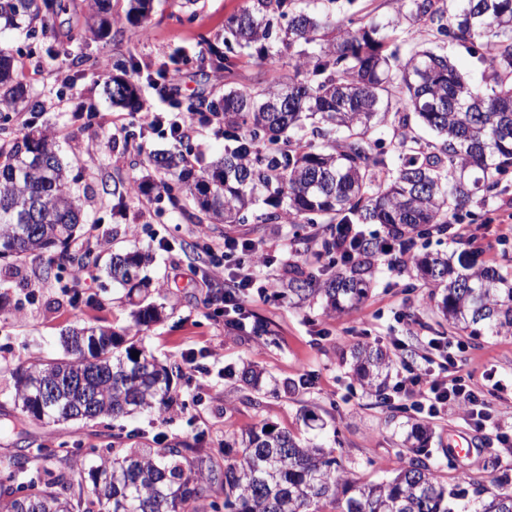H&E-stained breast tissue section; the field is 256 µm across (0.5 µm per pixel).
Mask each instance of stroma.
<instances>
[{
  "label": "stroma",
  "instance_id": "obj_1",
  "mask_svg": "<svg viewBox=\"0 0 512 512\" xmlns=\"http://www.w3.org/2000/svg\"><path fill=\"white\" fill-rule=\"evenodd\" d=\"M64 3L66 9L54 19L51 33L31 39L21 31H5L0 41L13 47L23 65L19 78L42 106L39 125L56 135L60 157L79 177L86 218L101 227L94 252L106 257L148 248L155 257L146 273L160 290L164 318L143 331L141 346L163 365L180 367L186 355H193L197 369L192 376L173 380L177 401L168 411L115 423H20L12 405L0 396V454L63 446L76 449L75 462L85 469L91 448H153L161 441L220 448L226 439L268 425L306 441L335 436V455L346 471L366 484L386 481L410 461L405 438L418 418L410 399L384 405L358 380L352 352L364 334L386 351L393 340L406 344V351L393 359L387 378L391 386L409 370L423 367L419 353L426 337L463 342L466 369L486 393L491 413L502 422L512 421V333L473 336L455 328L440 313L431 289L383 262L368 299L341 314L325 315L321 301L300 303L283 290L248 298L244 304V315L262 321L266 335L228 329L223 305L215 300L223 284L201 288L191 272L198 264L191 247L198 223L195 210H173L163 197L113 196L114 181L127 183L150 174L148 154L172 149L174 143L156 133L144 138L141 152L125 151L116 125L130 123L131 117L127 109L112 105L104 86L115 74L117 61L135 59L139 69L130 78L142 98L154 101L159 111H171L170 100L147 75L167 66L170 54L182 48L191 58L181 69L187 97H221L228 81L204 68L207 53L202 46L223 34L227 18L239 13L246 0H196L190 7L185 0H153L144 36L127 20L129 0H111L109 31L72 44L70 59L53 61L47 50L55 46L56 36L88 21L86 0ZM82 55L97 60L98 68L76 65ZM159 228L168 246L155 238ZM470 231L478 238L482 261L512 268V226L480 220ZM233 233L259 243L275 262L298 261L307 254L303 234L287 224H240ZM41 271L39 260L32 257L0 260V292L8 296L0 306L2 368L58 351V338L70 325L88 322L119 332L131 323L134 298L113 287L104 274L94 273L89 281L86 293L92 303L73 307L57 285L67 269H53L47 277ZM246 366L261 371L260 389L240 381L238 374ZM426 427L431 433L430 460L448 483L462 484L492 470L512 477V449L501 447L494 429L475 430L453 413ZM454 439L461 441L463 453H452L449 443Z\"/></svg>",
  "mask_w": 512,
  "mask_h": 512
}]
</instances>
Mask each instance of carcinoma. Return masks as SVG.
<instances>
[{"instance_id": "cac0c4a2", "label": "carcinoma", "mask_w": 512, "mask_h": 512, "mask_svg": "<svg viewBox=\"0 0 512 512\" xmlns=\"http://www.w3.org/2000/svg\"><path fill=\"white\" fill-rule=\"evenodd\" d=\"M91 23L57 48L70 55L73 42L110 27L105 0H94ZM151 0H131L129 19L147 30ZM231 16L224 40L209 43V62L232 77L234 58L257 61L286 51L293 73L261 88L231 87L218 99L189 101L187 112L212 122L224 137V153L195 172L179 148L150 156L154 177L128 186L114 183L112 195L136 189L166 196L170 206L187 204L209 224L232 229L263 204L259 224L309 228L318 259L292 265L282 286L300 301L321 297L327 312L367 299L375 266L386 245L411 247L450 220H463L472 207L499 194L512 172V0H400L393 19L368 13L343 20L326 5L305 0H247ZM58 0H0V25L46 32ZM447 37L465 49L480 82H472L444 50L419 42L405 51L389 49L403 23ZM105 93L114 105L139 112L140 90L112 77ZM40 111L17 81L13 50L0 44V135L13 114ZM435 135L423 141L417 129ZM76 178L63 164L52 134L31 119L16 138L0 142V257L40 258L45 273L66 263L82 268L83 255L69 253L85 223ZM378 224L384 236H363L348 251L336 249V225ZM151 260L140 250L116 252L104 268L112 284L149 297L151 283L140 270ZM430 288L442 290L439 308L457 328L478 336L512 331V273L478 263L473 254L456 269L450 257L416 254L410 263ZM162 307L149 302L131 312L120 334L107 326H73L61 334L62 353L19 362L9 370L12 390L4 393L24 419L58 424L70 420L130 418L171 407V368L148 358L138 346L145 328L160 321ZM139 356L134 358L132 353ZM355 370L369 387L392 365L381 348L357 345ZM56 396L42 402V390ZM418 457L389 480L361 484L344 471L334 450L309 446L288 432L266 427L241 434L235 456L214 464L212 448L159 445L129 448L100 457L88 469V484L74 478L68 454L50 448H22L0 455V512H200L206 487L223 497L211 512H512V486L474 477L450 485L429 463L420 433Z\"/></svg>"}]
</instances>
